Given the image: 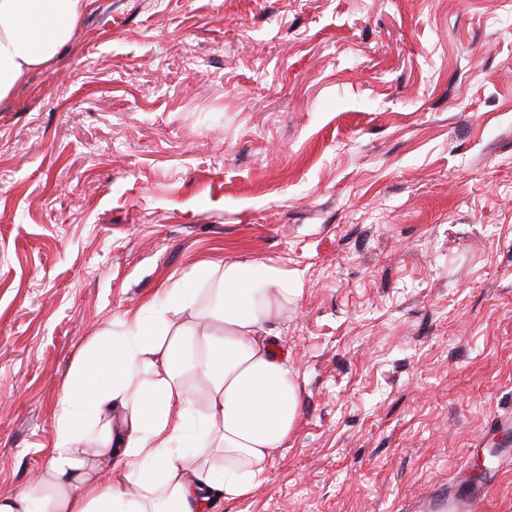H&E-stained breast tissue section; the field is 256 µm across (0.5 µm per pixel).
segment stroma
<instances>
[{"label":"stroma","mask_w":512,"mask_h":512,"mask_svg":"<svg viewBox=\"0 0 512 512\" xmlns=\"http://www.w3.org/2000/svg\"><path fill=\"white\" fill-rule=\"evenodd\" d=\"M278 268L296 427L221 512H425L512 408V0H91L0 103V497L74 364ZM166 301L171 310H183L197 307V289L190 284H182L165 292Z\"/></svg>","instance_id":"1"}]
</instances>
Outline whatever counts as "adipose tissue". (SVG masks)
Segmentation results:
<instances>
[{"mask_svg": "<svg viewBox=\"0 0 512 512\" xmlns=\"http://www.w3.org/2000/svg\"><path fill=\"white\" fill-rule=\"evenodd\" d=\"M89 0H0V102L56 63ZM293 291L277 269L225 266L206 308L183 284L170 309L195 323L160 329L149 309L124 314L70 375L38 492L0 512H205L251 495L299 413L297 378L274 317Z\"/></svg>", "mask_w": 512, "mask_h": 512, "instance_id": "adipose-tissue-1", "label": "adipose tissue"}]
</instances>
